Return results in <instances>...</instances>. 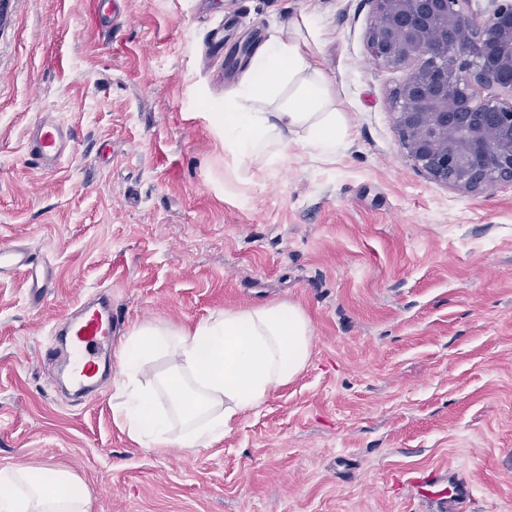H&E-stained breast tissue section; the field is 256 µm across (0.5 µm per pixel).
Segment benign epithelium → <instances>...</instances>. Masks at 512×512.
Returning a JSON list of instances; mask_svg holds the SVG:
<instances>
[{
	"label": "benign epithelium",
	"mask_w": 512,
	"mask_h": 512,
	"mask_svg": "<svg viewBox=\"0 0 512 512\" xmlns=\"http://www.w3.org/2000/svg\"><path fill=\"white\" fill-rule=\"evenodd\" d=\"M464 0H371L367 50L411 66L392 107L403 147L433 181L467 193L512 182V0L481 22ZM509 96L477 100L481 89Z\"/></svg>",
	"instance_id": "7a95c632"
}]
</instances>
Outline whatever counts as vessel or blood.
Segmentation results:
<instances>
[{"label": "vessel or blood", "instance_id": "obj_1", "mask_svg": "<svg viewBox=\"0 0 512 512\" xmlns=\"http://www.w3.org/2000/svg\"><path fill=\"white\" fill-rule=\"evenodd\" d=\"M28 148L33 159L46 170H53L72 148V133L61 123L46 118L35 124L28 135ZM22 270L29 288L46 293L51 285L53 267L48 259L34 256L27 249L14 245L0 246V277ZM119 316L112 310L107 295L88 300L60 331V339L50 350L56 362L67 370L74 392L88 394L99 386V365L112 359V337ZM409 482L424 496L431 497L444 512H459L470 496L467 484L454 482L439 488L434 473L414 472Z\"/></svg>", "mask_w": 512, "mask_h": 512}]
</instances>
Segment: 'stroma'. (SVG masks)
<instances>
[{"mask_svg": "<svg viewBox=\"0 0 512 512\" xmlns=\"http://www.w3.org/2000/svg\"><path fill=\"white\" fill-rule=\"evenodd\" d=\"M303 15L343 149L225 155L212 113ZM373 20L370 0H130L108 27L97 0H0V245L53 265L38 304L0 279V468L68 470L93 512H437L417 470L467 483L465 512H512V183L467 194L418 169L391 107L408 70L370 58ZM44 112L74 133L54 171L28 151ZM99 290L119 342L293 303L309 364L213 447H136L111 380L82 402L47 383L53 328Z\"/></svg>", "mask_w": 512, "mask_h": 512, "instance_id": "stroma-1", "label": "stroma"}]
</instances>
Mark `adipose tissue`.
<instances>
[{
  "label": "adipose tissue",
  "mask_w": 512,
  "mask_h": 512,
  "mask_svg": "<svg viewBox=\"0 0 512 512\" xmlns=\"http://www.w3.org/2000/svg\"><path fill=\"white\" fill-rule=\"evenodd\" d=\"M309 19L281 26L259 49L214 113L224 151L259 158L271 146L301 143L335 155L347 133L334 82L318 66ZM313 328L298 306L279 302L213 312L192 328L143 323L118 349L113 410L141 448L194 450L220 442L243 412L263 404L307 367ZM164 369L141 380L145 364ZM87 488L64 470L0 469V512H92Z\"/></svg>",
  "instance_id": "adipose-tissue-1"
}]
</instances>
